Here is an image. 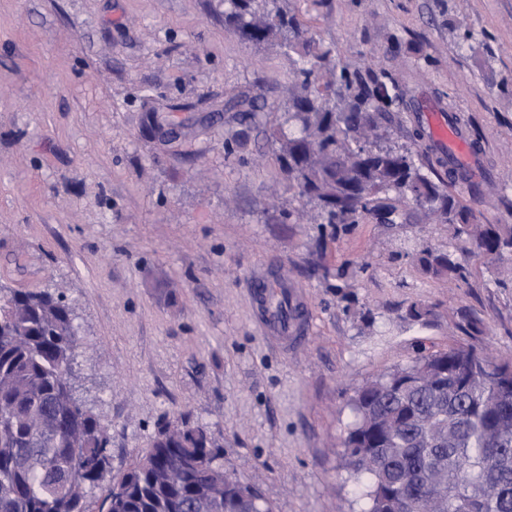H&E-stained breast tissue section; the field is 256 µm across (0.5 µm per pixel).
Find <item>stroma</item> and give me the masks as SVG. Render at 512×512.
Here are the masks:
<instances>
[{
	"mask_svg": "<svg viewBox=\"0 0 512 512\" xmlns=\"http://www.w3.org/2000/svg\"><path fill=\"white\" fill-rule=\"evenodd\" d=\"M284 3L336 67L388 71L405 102L459 115L483 150L461 199L480 223L512 224V0ZM296 66L225 29L224 0H0V287L73 308L76 393L111 437L89 512L182 414L275 512H359L337 449L356 388L421 346L512 363V281H498L512 253L468 258L464 282L428 277L417 253L452 240L410 204L321 240L264 125L236 107L283 113ZM154 107L165 134L149 138ZM260 282L295 289L304 345L267 341ZM415 303L430 324L407 318ZM462 311L488 332L456 329Z\"/></svg>",
	"mask_w": 512,
	"mask_h": 512,
	"instance_id": "35a3bbf8",
	"label": "stroma"
}]
</instances>
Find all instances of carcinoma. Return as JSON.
Wrapping results in <instances>:
<instances>
[{
    "label": "carcinoma",
    "mask_w": 512,
    "mask_h": 512,
    "mask_svg": "<svg viewBox=\"0 0 512 512\" xmlns=\"http://www.w3.org/2000/svg\"><path fill=\"white\" fill-rule=\"evenodd\" d=\"M277 0H225L224 24L252 43L281 42L299 58L283 121L267 119L277 160L305 203L332 228L375 214L394 222L408 203L448 225L463 252L512 251V224H478L449 190L442 158L422 156L418 129L392 106L385 73L343 68L323 78L330 49ZM410 143L390 145L395 131ZM431 277L465 280L451 251L424 247ZM78 329L61 294H0V512H88L109 463V433L71 382ZM341 441L361 512H512V363L472 347L423 351L354 390ZM203 425L164 422L151 447L118 476L99 512H274L224 472Z\"/></svg>",
    "instance_id": "cac0c4a2"
}]
</instances>
